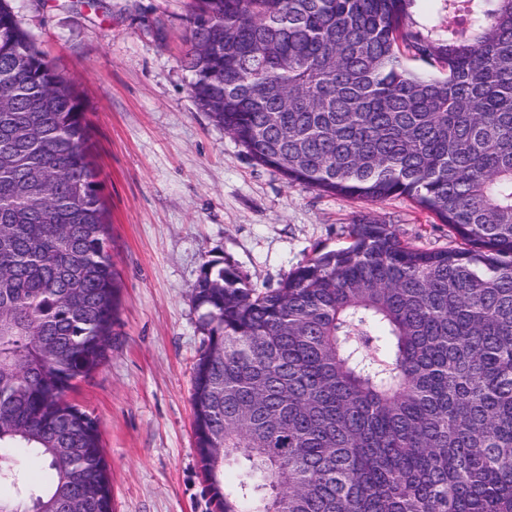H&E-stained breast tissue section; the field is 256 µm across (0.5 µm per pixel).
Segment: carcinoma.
Returning <instances> with one entry per match:
<instances>
[{
	"label": "carcinoma",
	"instance_id": "obj_1",
	"mask_svg": "<svg viewBox=\"0 0 512 512\" xmlns=\"http://www.w3.org/2000/svg\"><path fill=\"white\" fill-rule=\"evenodd\" d=\"M414 2L193 0L192 96L257 164L408 197L464 241L365 217L275 288L202 264L211 512H512V0H444L424 34ZM0 106V512H112L98 421L67 400L118 310L102 184L83 99L9 0Z\"/></svg>",
	"mask_w": 512,
	"mask_h": 512
}]
</instances>
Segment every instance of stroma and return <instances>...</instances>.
<instances>
[{"label":"stroma","instance_id":"1","mask_svg":"<svg viewBox=\"0 0 512 512\" xmlns=\"http://www.w3.org/2000/svg\"><path fill=\"white\" fill-rule=\"evenodd\" d=\"M10 5L90 122L120 306L105 362L71 397L100 424L113 512H209L191 403L204 261L274 288L365 216L426 250L458 241L408 199L328 196L253 161L191 96L188 0Z\"/></svg>","mask_w":512,"mask_h":512}]
</instances>
